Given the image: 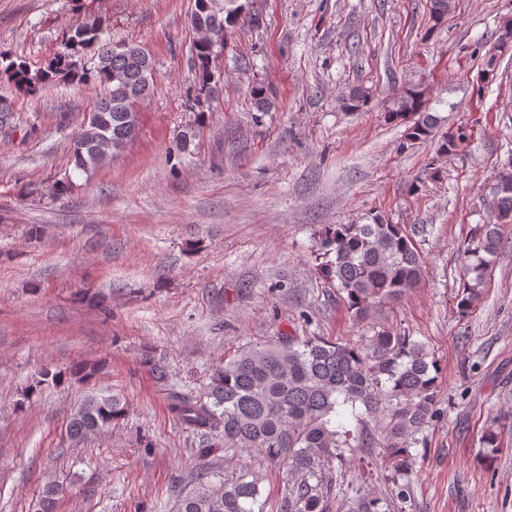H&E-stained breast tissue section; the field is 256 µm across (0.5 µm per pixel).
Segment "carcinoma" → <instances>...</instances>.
<instances>
[{
    "label": "carcinoma",
    "mask_w": 512,
    "mask_h": 512,
    "mask_svg": "<svg viewBox=\"0 0 512 512\" xmlns=\"http://www.w3.org/2000/svg\"><path fill=\"white\" fill-rule=\"evenodd\" d=\"M246 9L241 0H196L191 25L213 30L199 36L192 49L193 66L202 78L198 94L209 95L210 67L224 45V29ZM448 16V0H431L430 21L436 28ZM104 21L95 18L71 29L65 52L40 69L24 60H11L0 69L16 89L34 92L56 78L97 83L106 88L90 118L72 136L74 166L87 170L102 164L132 138L137 127L133 104L147 98L153 86L151 55L134 42L102 39ZM87 61L82 56L88 50ZM512 55V37L498 32L482 58L478 79L497 76L500 58ZM256 111L272 108V93L264 84L252 89ZM371 93L359 86L343 98L349 110L369 104ZM387 114L407 123L410 143L434 139L436 154L447 156L467 137L459 127L439 135V117L429 111L425 89L408 85L391 98ZM495 222L480 224L463 246V282L457 294L461 315L471 312L501 244V228L512 224V162L499 169L491 188ZM323 275L336 283V292L355 316H366L380 299H396L417 287L423 259L401 224L375 215L370 224L329 226L318 237ZM439 366L427 345L406 333L383 332L365 342L332 341L323 336H282L270 344L245 347L219 364L200 396L170 399V411L187 429L204 437L198 456L222 449L255 453L284 470L287 487L279 512H389L370 490L344 500L333 496V474L349 461L352 442L374 443L367 430L353 435L336 420L346 407L356 421L382 425V455L393 469L409 473L416 435L438 414ZM125 413L117 396L88 394L70 419V432L79 437L112 428ZM258 475L242 476L218 487L203 488L178 498L176 512H255L260 495ZM65 489L48 484L40 512H55Z\"/></svg>",
    "instance_id": "obj_1"
}]
</instances>
